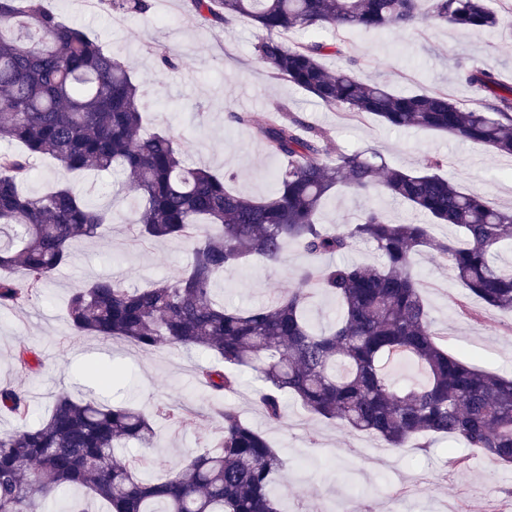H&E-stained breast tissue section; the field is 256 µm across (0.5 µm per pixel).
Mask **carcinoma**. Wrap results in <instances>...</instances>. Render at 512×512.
Returning <instances> with one entry per match:
<instances>
[{
    "mask_svg": "<svg viewBox=\"0 0 512 512\" xmlns=\"http://www.w3.org/2000/svg\"><path fill=\"white\" fill-rule=\"evenodd\" d=\"M107 2L112 12L141 19L152 7L151 0ZM189 8L214 24L250 19L265 32L255 44L259 60L325 106L512 156V85L490 72L464 73L477 96L462 108L443 90L402 95L349 68L332 72L321 58L336 46L285 39L306 29H406L422 21L493 29L499 19L485 0H189ZM230 118L282 161L271 195L235 193L225 178L188 166L169 134H142L140 85L122 61L43 0H0V140L23 146L0 154V309L23 308L71 262L73 243L97 239L111 224L108 211L91 207L68 183L22 193L33 162L52 157L72 173L119 170L140 200L129 230L140 239L186 243L189 259L179 276L146 288L103 277L74 289L69 323L78 335L128 341L144 352L171 345L208 353L214 362L196 365L195 380L226 399L213 408L224 421L214 451L146 480L121 458L130 443L153 442L143 412L62 392L50 414L29 425V393L0 388V408L23 423L0 434V512H50L56 504L90 512L95 500L107 512H284L282 497L270 490L281 457L227 402L248 372L258 382L253 401L270 423L285 417L290 395L311 414L386 448L453 437L494 464L512 465V378L479 371L437 342L411 273L424 248L488 306L512 311V271L496 262L512 249V211L461 191L440 174L437 157L413 173L388 167L372 148L338 149L331 159L329 132L304 124L284 104L263 116ZM338 186L362 195L379 187L433 223L456 228L463 242L438 239L427 224H392L373 206L355 224L326 229L317 215ZM359 241L384 263L311 265L297 286L259 308L232 309L214 299L216 278L252 258L277 263L290 246L338 255ZM17 266L26 271L23 285L11 276ZM319 291L341 308L328 332L306 317ZM15 360L28 370L39 365L25 344ZM400 362L419 364L425 380L395 382L388 367Z\"/></svg>",
    "mask_w": 512,
    "mask_h": 512,
    "instance_id": "obj_1",
    "label": "carcinoma"
}]
</instances>
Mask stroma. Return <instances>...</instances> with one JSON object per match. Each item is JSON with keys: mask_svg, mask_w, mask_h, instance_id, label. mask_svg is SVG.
I'll return each mask as SVG.
<instances>
[{"mask_svg": "<svg viewBox=\"0 0 512 512\" xmlns=\"http://www.w3.org/2000/svg\"><path fill=\"white\" fill-rule=\"evenodd\" d=\"M44 4L127 64L141 84L148 129L166 130L193 165L234 174L233 186L244 195H269V175L281 161L229 115L260 116L284 104L304 122L329 130L335 148H373L389 167L407 171L421 170L431 156L444 159L442 175L463 191L512 209V157L445 134L394 129L374 116L354 117L343 108L319 103L273 77L258 60L254 46L263 32L250 21L212 25L190 12L187 0H152L148 20L126 18L118 25L104 2L95 11L81 0ZM488 6L502 19L493 30L424 22L386 33L320 31L319 40L343 47L342 54L324 57L323 63L332 71L354 65L363 79L387 84L398 93L442 89L458 105L470 106L475 94L463 79L466 70L478 67L512 84V15L504 13L503 0H489ZM155 44L171 49L174 68L160 66L151 52ZM125 184L119 171L72 179V187L90 205L109 209L112 224L102 239L73 245L71 264L55 273L44 295L25 308L0 311V386L28 389L39 418L51 409L58 392L77 396L85 387L101 385L113 401L151 416L153 444L131 447L132 454L145 459L143 473L151 477L208 451L218 424L209 418L208 392L193 379L195 364L205 359L203 352L162 346L144 353L126 342L76 335L67 320L66 303L75 288L110 275L143 288L176 277L188 259L186 244L131 234L128 226L137 204L125 193ZM369 205L394 224H429L426 215L381 191L360 196L347 189L329 196L319 221L331 228L352 224ZM429 226L438 238L456 236L454 227ZM313 262V256L292 247L281 262L255 261L226 273L220 282L224 303L241 309L268 305ZM414 274L441 344L480 369L512 376V314L471 296L450 277L447 264L429 253L416 256ZM21 343L38 352L41 365L36 372L16 365L14 353ZM255 386L253 376L244 375L242 391L232 402L284 458L273 486L287 493L288 512H336L353 505L358 512H411L415 507L420 512H463L467 503L485 498L494 501L497 512H512V467L492 464L460 441L435 438L427 449L404 453L383 449L374 437L314 416L294 399L288 402L286 418L271 425L252 401ZM161 404L191 408L201 420L194 428L177 429L156 417ZM458 456L465 457L464 466L452 465Z\"/></svg>", "mask_w": 512, "mask_h": 512, "instance_id": "1", "label": "stroma"}]
</instances>
